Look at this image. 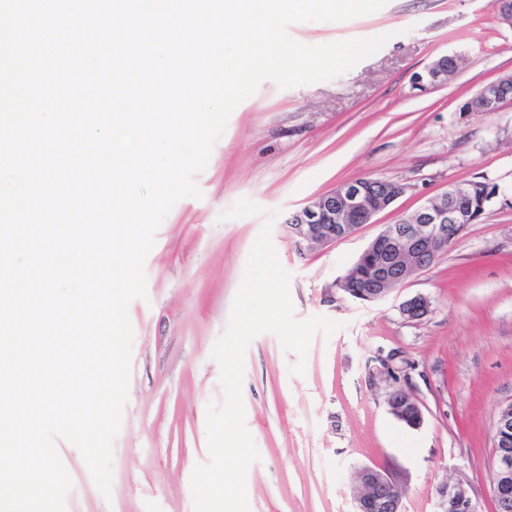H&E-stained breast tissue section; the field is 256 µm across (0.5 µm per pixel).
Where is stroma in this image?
Here are the masks:
<instances>
[{"mask_svg":"<svg viewBox=\"0 0 512 512\" xmlns=\"http://www.w3.org/2000/svg\"><path fill=\"white\" fill-rule=\"evenodd\" d=\"M306 45L386 36L348 71L282 89L271 80L231 113L205 170L201 197L180 199L145 261L147 296L133 300L128 398L114 442L111 498L79 450L61 440L73 487L66 512H194L191 477L210 460L206 409L222 403L212 349L225 332L264 224L291 274L298 319L338 322L316 334L304 374L272 333L244 362L245 425L260 454L248 470L250 512H351L354 474L370 466L403 489V512H437L438 487L467 482L478 512H493L488 460L494 419L512 401V207L491 204L434 264L386 298L362 304L335 286L383 225L411 215L449 185L486 177L512 196V100L465 112L482 86L512 74V25L492 0H387L345 21L290 24ZM454 54L459 73L423 91L413 77ZM360 178L405 192L351 237L299 251L289 213ZM431 312L409 320L404 300ZM400 353L404 385L424 421L388 411L378 356ZM401 315L409 320H420L431 311V302L424 296H415L399 305Z\"/></svg>","mask_w":512,"mask_h":512,"instance_id":"stroma-1","label":"stroma"}]
</instances>
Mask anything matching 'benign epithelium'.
I'll list each match as a JSON object with an SVG mask.
<instances>
[{"label": "benign epithelium", "mask_w": 512, "mask_h": 512, "mask_svg": "<svg viewBox=\"0 0 512 512\" xmlns=\"http://www.w3.org/2000/svg\"><path fill=\"white\" fill-rule=\"evenodd\" d=\"M458 70L448 68L443 55L415 75L414 84L432 89L448 84ZM512 97V75L481 87L471 98L469 111L496 112ZM404 192L392 182L371 186L363 179L346 181L319 195L294 211L286 221L289 236L299 250L330 244L354 234L363 224L390 207ZM463 191L450 186L448 191L421 205L412 215L394 224H386L359 255L370 264L367 288L357 293L361 302L386 297L392 282L404 283L417 271L430 267L447 251V244L458 238L470 223L467 209L459 204ZM401 315L420 320L431 311V302L415 296L399 305ZM389 412L410 427L424 421L418 400L406 388L395 386L388 392ZM488 467L492 478L496 512H512V402L500 406L494 422V449ZM361 485L354 497V512H401V500L390 496L394 481L381 471L360 469ZM438 512H477L469 486L462 482L445 484L439 491Z\"/></svg>", "instance_id": "1"}]
</instances>
